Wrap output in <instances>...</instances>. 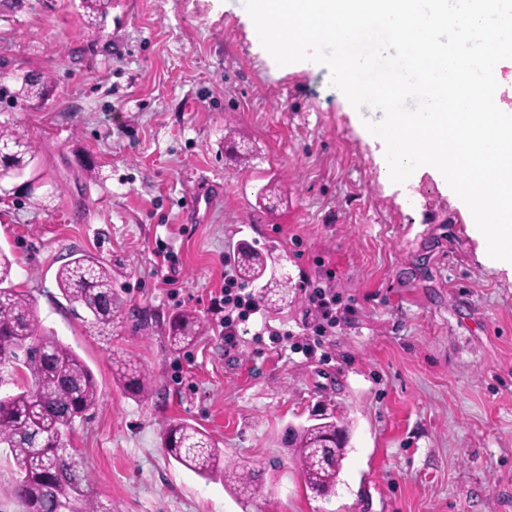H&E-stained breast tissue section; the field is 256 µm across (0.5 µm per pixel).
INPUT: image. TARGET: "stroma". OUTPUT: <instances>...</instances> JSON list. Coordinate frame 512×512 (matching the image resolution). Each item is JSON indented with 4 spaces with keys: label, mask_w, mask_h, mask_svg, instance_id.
I'll return each instance as SVG.
<instances>
[{
    "label": "stroma",
    "mask_w": 512,
    "mask_h": 512,
    "mask_svg": "<svg viewBox=\"0 0 512 512\" xmlns=\"http://www.w3.org/2000/svg\"><path fill=\"white\" fill-rule=\"evenodd\" d=\"M247 17L243 0H119L98 28L80 0H0V125L30 139L39 175L0 197V249L98 381L73 452L112 512H512V276L482 260L472 214L429 171L382 180L386 155L328 69L267 64ZM29 72L52 77L45 103L14 98ZM271 182L283 200L265 210ZM201 190L210 204L194 219ZM241 242L281 257L288 303L263 316L289 330L286 347L230 348L216 330L210 300ZM159 249L180 263L175 292ZM79 250L109 266L134 313L112 336L58 294ZM306 277L352 309L309 358L296 350ZM185 310L207 332L176 352L166 329ZM117 349L150 371L152 398L113 383ZM318 414L351 427L326 498L283 443ZM175 419L253 469L261 495L243 502L169 459Z\"/></svg>",
    "instance_id": "stroma-1"
}]
</instances>
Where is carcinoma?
I'll list each match as a JSON object with an SVG mask.
<instances>
[{
    "label": "carcinoma",
    "mask_w": 512,
    "mask_h": 512,
    "mask_svg": "<svg viewBox=\"0 0 512 512\" xmlns=\"http://www.w3.org/2000/svg\"><path fill=\"white\" fill-rule=\"evenodd\" d=\"M81 4L89 17L100 22L112 0H81ZM51 90V83L38 74L23 80L18 96L42 99ZM0 153L6 158L4 175L33 171V146L20 132L0 126ZM279 262L280 257L252 247L235 259L244 282L265 281L263 298L272 306L288 300V281L267 278ZM13 265L14 260L0 249V387L14 385V390L0 395V447L9 449L17 470L10 496L24 512H112L67 448L76 423L97 405L95 374L71 346L42 326L34 300L13 283ZM55 281L73 314L100 333L111 331L123 319V302L112 288V273L96 256L72 253ZM201 331L195 314L175 316L167 331L170 348L179 351L192 345ZM112 380L141 399L153 393L147 368L123 352L112 353ZM348 443L347 424L334 416L288 428V447L313 494L325 495L336 488ZM162 445L170 458L198 476L224 479L248 502L259 496L254 474L224 461V453L203 428L171 421L163 430Z\"/></svg>",
    "instance_id": "obj_1"
}]
</instances>
